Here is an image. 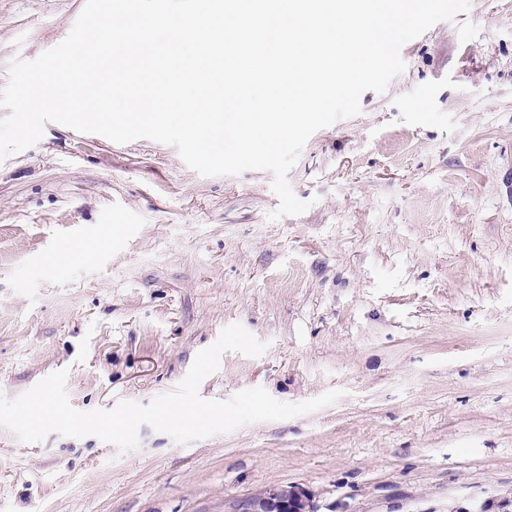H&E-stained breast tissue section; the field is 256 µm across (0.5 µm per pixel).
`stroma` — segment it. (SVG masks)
<instances>
[{"mask_svg": "<svg viewBox=\"0 0 512 512\" xmlns=\"http://www.w3.org/2000/svg\"><path fill=\"white\" fill-rule=\"evenodd\" d=\"M86 0H0L8 65L60 43ZM360 115L273 175L204 177L149 139L55 122L0 162V394L65 368L80 411L148 404L240 323L201 397L328 391L317 412L186 445L142 426L25 444L0 428V512H234L297 486L306 512H458L512 500V0H471L401 49ZM110 242L63 261L58 240Z\"/></svg>", "mask_w": 512, "mask_h": 512, "instance_id": "obj_1", "label": "stroma"}]
</instances>
